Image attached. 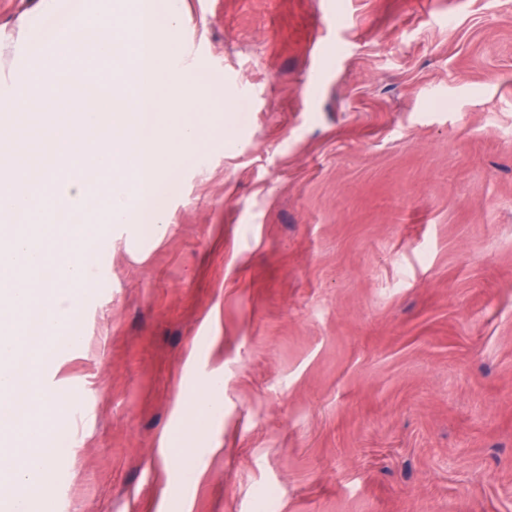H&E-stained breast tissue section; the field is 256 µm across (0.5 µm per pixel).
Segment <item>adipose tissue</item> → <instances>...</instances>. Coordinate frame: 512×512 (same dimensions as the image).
I'll return each mask as SVG.
<instances>
[{
	"instance_id": "adipose-tissue-1",
	"label": "adipose tissue",
	"mask_w": 512,
	"mask_h": 512,
	"mask_svg": "<svg viewBox=\"0 0 512 512\" xmlns=\"http://www.w3.org/2000/svg\"><path fill=\"white\" fill-rule=\"evenodd\" d=\"M223 393L224 381L214 374L182 399V422L177 441L187 445L188 450L178 464L181 479H189L209 455L204 442L212 418L221 410Z\"/></svg>"
}]
</instances>
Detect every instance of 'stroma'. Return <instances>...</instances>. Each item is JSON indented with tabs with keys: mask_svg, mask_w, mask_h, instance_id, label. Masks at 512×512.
I'll return each instance as SVG.
<instances>
[{
	"mask_svg": "<svg viewBox=\"0 0 512 512\" xmlns=\"http://www.w3.org/2000/svg\"><path fill=\"white\" fill-rule=\"evenodd\" d=\"M0 6V118L50 100ZM218 58L168 227L90 244L54 512H512V0H180ZM235 105L226 129L219 103ZM224 378L180 481V399Z\"/></svg>",
	"mask_w": 512,
	"mask_h": 512,
	"instance_id": "obj_1",
	"label": "stroma"
}]
</instances>
